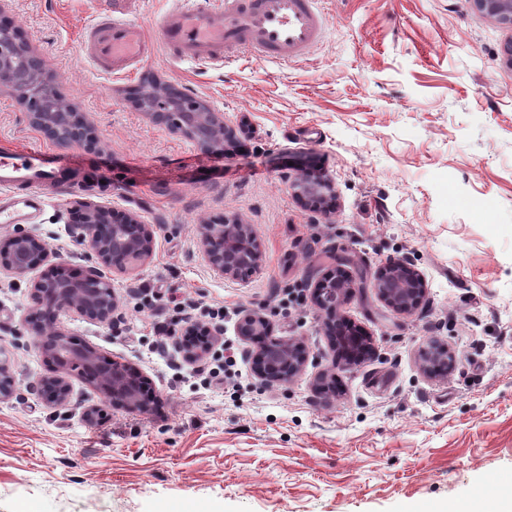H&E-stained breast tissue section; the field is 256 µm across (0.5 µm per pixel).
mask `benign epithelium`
<instances>
[{
    "instance_id": "1",
    "label": "benign epithelium",
    "mask_w": 512,
    "mask_h": 512,
    "mask_svg": "<svg viewBox=\"0 0 512 512\" xmlns=\"http://www.w3.org/2000/svg\"><path fill=\"white\" fill-rule=\"evenodd\" d=\"M475 7L491 21L512 27V0H473ZM15 92L27 109L31 126L48 135L57 145H86L96 140L91 122L82 112L60 99L55 79L45 67L41 56L22 41L8 25H0V88ZM158 85L138 102V108L171 132L193 140L205 154L224 153V140L229 134L224 117L212 112L193 94L174 91ZM293 195L310 202L328 215L334 200L333 185L324 179L303 177L290 185ZM66 209L80 215L68 232L83 251L88 266L76 278L55 274L30 282L35 299L56 302L57 311L75 313L97 322H112L118 318L120 300L111 279L103 268L114 263L121 269H138L150 260L154 251L155 232L129 215L120 223L111 220V208L91 196H75ZM199 244L213 273L220 277L246 281L260 274L262 249L250 226L226 220L221 224H202ZM56 258L46 240L26 231H16L0 237V273L25 276L42 264ZM374 288L377 297L396 317L413 314L422 304L427 288L422 276L404 260H390L373 281L366 271L356 280L333 278L329 274L309 279L308 287L317 307L329 314L357 289ZM237 332L244 341L261 336L265 343L258 350L259 368L268 381L290 382L303 371L309 354L300 340L269 337V322L258 311L244 310L237 320ZM35 338L41 355L53 366L50 375L36 383L38 394L49 406L65 409L70 405L71 372L77 370L90 386L105 399H113L129 411H140L143 405L134 378L138 374L125 364L105 365L97 348L82 343L56 324H33L27 329ZM206 342L184 352L189 362L208 356L224 342V325L213 323L201 332ZM422 372L430 377L442 374L438 366L450 370L455 365L456 349L447 342L431 341L419 350ZM15 379L6 359L0 357V401L14 394Z\"/></svg>"
}]
</instances>
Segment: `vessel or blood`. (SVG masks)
Returning a JSON list of instances; mask_svg holds the SVG:
<instances>
[{
  "label": "vessel or blood",
  "mask_w": 512,
  "mask_h": 512,
  "mask_svg": "<svg viewBox=\"0 0 512 512\" xmlns=\"http://www.w3.org/2000/svg\"><path fill=\"white\" fill-rule=\"evenodd\" d=\"M135 0H112L108 13L82 35L84 53L104 72L130 73L155 49L179 59L226 61L231 54L299 60L323 42L326 18L318 0H181L146 30L131 19ZM61 161L43 149H0V190L14 199L1 224L29 220L57 180Z\"/></svg>",
  "instance_id": "b4317fda"
}]
</instances>
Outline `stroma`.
I'll use <instances>...</instances> for the list:
<instances>
[{"instance_id": "stroma-1", "label": "stroma", "mask_w": 512, "mask_h": 512, "mask_svg": "<svg viewBox=\"0 0 512 512\" xmlns=\"http://www.w3.org/2000/svg\"><path fill=\"white\" fill-rule=\"evenodd\" d=\"M111 2L7 0L0 16L40 53L58 94L93 118L98 142L58 146L4 88L0 148L66 162L65 191L25 229L68 263H81V248L60 213L86 176H106L94 195L153 225L151 260L110 273L120 320L58 323L138 368L157 401L131 412L75 374L69 407H46L32 385L48 367L24 329L29 279L0 275V347L15 379L0 402V512H456L478 489L512 491V28L472 0H321L328 34L304 59L242 54L213 68L160 51L114 77L80 47ZM159 82L223 113L239 147L204 154L139 110L135 97ZM308 174L333 183L329 216L289 192ZM223 218L249 224L261 244L262 272L248 281L215 275L198 244L200 225ZM344 249L371 271L406 260L427 281L408 317L370 287L337 309L371 338L356 367L336 360L310 296L275 301ZM178 301L226 307L236 394L204 385L171 345L153 347ZM242 309L305 344L311 362L293 382L255 375L256 346L235 332ZM432 337L458 352L436 380L415 357ZM330 365L336 388L325 394L315 376Z\"/></svg>"}]
</instances>
